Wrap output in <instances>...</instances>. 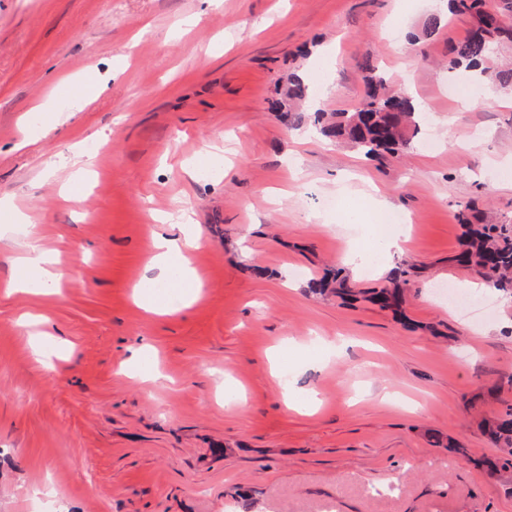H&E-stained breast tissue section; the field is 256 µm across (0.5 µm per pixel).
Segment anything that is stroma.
<instances>
[{
  "label": "stroma",
  "instance_id": "obj_1",
  "mask_svg": "<svg viewBox=\"0 0 512 512\" xmlns=\"http://www.w3.org/2000/svg\"><path fill=\"white\" fill-rule=\"evenodd\" d=\"M470 30L446 0H0V198L27 217L0 237V512H512V469L471 464L512 412V299L435 293L476 279L461 206L512 216V105L445 66ZM368 64L428 112L404 159L276 118L292 73L353 110ZM177 199L202 295L149 315V213ZM393 213L399 249L348 274L415 263L402 314L308 293ZM31 224L62 278L12 292ZM146 345L163 381L119 371Z\"/></svg>",
  "mask_w": 512,
  "mask_h": 512
}]
</instances>
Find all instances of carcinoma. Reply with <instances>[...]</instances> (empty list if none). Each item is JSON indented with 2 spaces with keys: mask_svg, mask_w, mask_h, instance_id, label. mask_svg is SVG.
Here are the masks:
<instances>
[{
  "mask_svg": "<svg viewBox=\"0 0 512 512\" xmlns=\"http://www.w3.org/2000/svg\"><path fill=\"white\" fill-rule=\"evenodd\" d=\"M449 8L467 14L474 20L470 34L451 48L448 72L472 78V71L490 77L504 91L512 90V67L491 68L495 50L512 43V27L501 19L500 7L492 0H449ZM366 93L360 107L353 112H308L300 103L309 97L308 86L299 78L289 79L285 97L288 110L278 113L279 120L291 130L312 126L324 140L349 144L369 158L397 156L411 148L420 132L423 113L417 111L413 99L403 91L386 88L384 76L366 65ZM460 224L465 227L464 250L455 257L471 267L492 289L512 298V218L486 223L465 205L460 212ZM413 266L395 271L392 287L376 293L385 308H398L404 302V285ZM315 293L330 291L341 298L355 293L349 279L340 269L328 271L321 279L309 283ZM482 428L489 440L504 454L502 467H512V413L504 417L484 419Z\"/></svg>",
  "mask_w": 512,
  "mask_h": 512,
  "instance_id": "carcinoma-1",
  "label": "carcinoma"
}]
</instances>
